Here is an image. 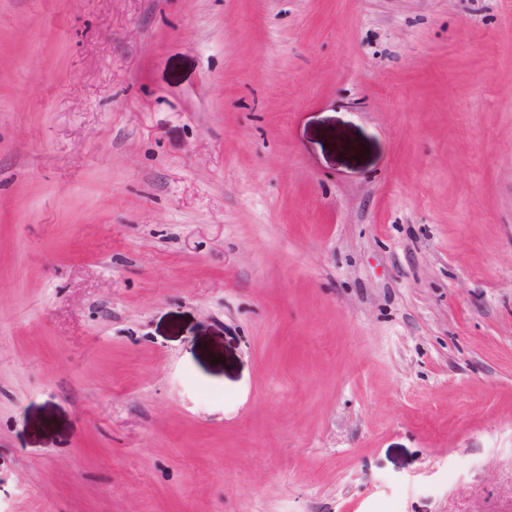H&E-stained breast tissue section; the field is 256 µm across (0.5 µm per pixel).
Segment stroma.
<instances>
[{"label":"stroma","mask_w":512,"mask_h":512,"mask_svg":"<svg viewBox=\"0 0 512 512\" xmlns=\"http://www.w3.org/2000/svg\"><path fill=\"white\" fill-rule=\"evenodd\" d=\"M0 512H512V0H0Z\"/></svg>","instance_id":"35a3bbf8"}]
</instances>
